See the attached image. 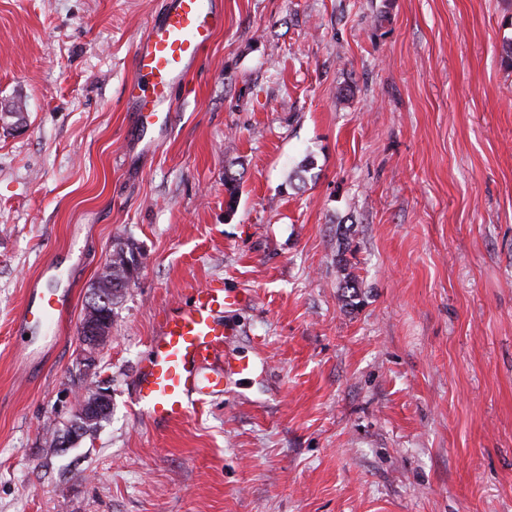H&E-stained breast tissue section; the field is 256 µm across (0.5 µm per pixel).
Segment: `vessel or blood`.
Instances as JSON below:
<instances>
[{
  "label": "vessel or blood",
  "mask_w": 512,
  "mask_h": 512,
  "mask_svg": "<svg viewBox=\"0 0 512 512\" xmlns=\"http://www.w3.org/2000/svg\"><path fill=\"white\" fill-rule=\"evenodd\" d=\"M224 25L218 0H168L134 50L136 78L127 108L138 127L166 131L172 97L203 49ZM240 297L220 288L194 289L187 302L164 313L136 375L135 402L156 426L184 420L208 396L222 392L229 377L248 376L249 358H229L225 309ZM71 308L69 292L31 290L19 321L55 327Z\"/></svg>",
  "instance_id": "b4317fda"
}]
</instances>
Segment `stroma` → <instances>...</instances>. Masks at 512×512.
<instances>
[{"label": "stroma", "mask_w": 512, "mask_h": 512, "mask_svg": "<svg viewBox=\"0 0 512 512\" xmlns=\"http://www.w3.org/2000/svg\"><path fill=\"white\" fill-rule=\"evenodd\" d=\"M166 2L0 0V512H512V0H223L150 149L124 89ZM195 285L249 295L255 369L158 429L136 370ZM34 288L74 310L23 367ZM103 381L111 418L47 453ZM136 254L137 248L133 243L115 250L108 261L110 265L112 260V271L103 272L91 287L95 288L98 285L100 288H108L112 284V298H108L107 303L103 304V309L107 307L106 311L111 320L113 308L119 303L123 289L136 277L133 276V272H136V275L138 273L140 263Z\"/></svg>", "instance_id": "stroma-1"}]
</instances>
